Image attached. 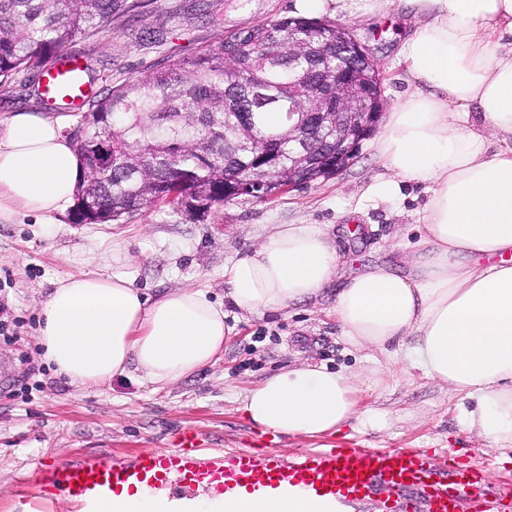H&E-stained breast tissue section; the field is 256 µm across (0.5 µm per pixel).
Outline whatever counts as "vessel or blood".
Listing matches in <instances>:
<instances>
[{
    "label": "vessel or blood",
    "instance_id": "vessel-or-blood-1",
    "mask_svg": "<svg viewBox=\"0 0 512 512\" xmlns=\"http://www.w3.org/2000/svg\"><path fill=\"white\" fill-rule=\"evenodd\" d=\"M39 92L49 102L80 106L87 83L79 60L59 55L44 69ZM49 486L82 504L142 489L185 497L245 494L257 502L298 490L346 504L371 501L378 512H512V484L487 487L478 465L422 448L332 446L284 457L269 446L206 448L191 427L129 458L99 454L44 464L25 488L27 499L41 498Z\"/></svg>",
    "mask_w": 512,
    "mask_h": 512
}]
</instances>
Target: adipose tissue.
Instances as JSON below:
<instances>
[{
    "mask_svg": "<svg viewBox=\"0 0 512 512\" xmlns=\"http://www.w3.org/2000/svg\"><path fill=\"white\" fill-rule=\"evenodd\" d=\"M404 3L412 30L399 54L411 93L388 112L375 150L385 171L369 197L391 202L425 185L419 238L400 264L340 280L335 238L320 224H280L224 270L226 304L195 288L157 298L136 284L127 247L108 274L58 280L38 341L55 372L80 389L131 371L161 387L213 365L231 334L225 305L263 315L336 285L332 312L346 342L388 353L414 337L411 362L470 402L459 422L495 445L512 443V0H294L303 16L384 14ZM82 166L64 120L19 110L0 121V223H56L75 201ZM386 373L296 365L249 389L246 418L264 431L311 439L385 417L361 407ZM82 512H353L300 492L255 504L239 496L176 499L159 492Z\"/></svg>",
    "mask_w": 512,
    "mask_h": 512,
    "instance_id": "1",
    "label": "adipose tissue"
}]
</instances>
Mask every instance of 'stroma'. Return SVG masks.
<instances>
[{
  "label": "stroma",
  "mask_w": 512,
  "mask_h": 512,
  "mask_svg": "<svg viewBox=\"0 0 512 512\" xmlns=\"http://www.w3.org/2000/svg\"><path fill=\"white\" fill-rule=\"evenodd\" d=\"M291 14L292 0H144L136 17L114 18L94 40H75L67 50L80 56L94 95L101 97L146 68L174 64L236 32ZM338 21L370 48L382 76L384 107L392 109L409 89L398 54L410 32L406 10L342 15ZM38 79V72L31 71L0 87V119L34 108L65 116L67 129H74L80 113L64 114L45 105ZM383 171L367 140L334 178L267 201L242 196L198 218L160 203L112 224H78L69 211L50 226L29 218L21 224L0 223V300L8 302L16 319L11 338H0V512H24L18 484L52 459L162 447L183 426L201 431L211 448L247 447L262 431L241 410L246 391L289 365L307 361L354 372L385 364V355L354 349L343 340L332 314L331 290L263 316L228 309L233 331L221 359L161 389L134 371L109 385L77 390L43 361L36 339L40 309L54 282L67 275L111 272L116 241L127 246L138 269L137 284L148 296L202 288L218 303L224 300L225 266L278 224H321L337 235L344 278L368 263L397 258L418 238L417 212L426 193L411 183L396 203L368 198L367 186ZM459 402L420 371L399 370L385 392L367 401L387 418V427L371 430L355 422L338 438L370 447L451 452L470 462L486 459V483L512 480V461L462 429L456 418Z\"/></svg>",
  "instance_id": "obj_1"
}]
</instances>
